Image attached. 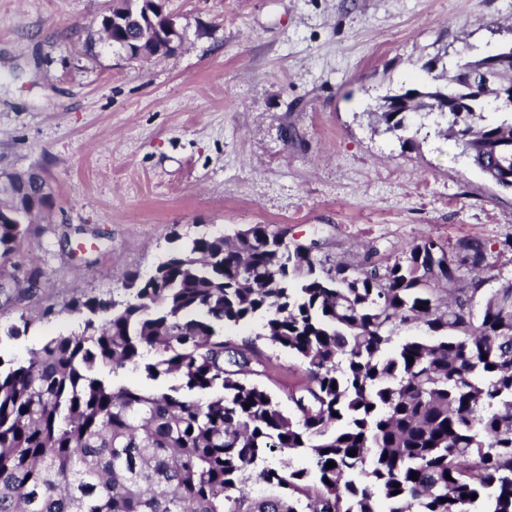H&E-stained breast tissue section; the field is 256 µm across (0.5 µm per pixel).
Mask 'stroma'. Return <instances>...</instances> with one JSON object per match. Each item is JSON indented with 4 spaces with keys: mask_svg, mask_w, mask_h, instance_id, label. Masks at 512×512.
<instances>
[{
    "mask_svg": "<svg viewBox=\"0 0 512 512\" xmlns=\"http://www.w3.org/2000/svg\"><path fill=\"white\" fill-rule=\"evenodd\" d=\"M111 7L0 0V177L34 170L52 193L12 258L39 278L0 291V355L82 331L74 303L124 299V275L150 272L175 232L268 224L359 267L474 238L484 291L512 283V190L460 156L439 114L409 115L400 139L378 113L429 60L451 69L512 39V0H169L182 44L144 62L103 40ZM262 350L287 400L299 362Z\"/></svg>",
    "mask_w": 512,
    "mask_h": 512,
    "instance_id": "35a3bbf8",
    "label": "stroma"
}]
</instances>
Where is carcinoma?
<instances>
[{
  "instance_id": "obj_1",
  "label": "carcinoma",
  "mask_w": 512,
  "mask_h": 512,
  "mask_svg": "<svg viewBox=\"0 0 512 512\" xmlns=\"http://www.w3.org/2000/svg\"><path fill=\"white\" fill-rule=\"evenodd\" d=\"M107 20L112 44L140 61L142 27L161 23L150 0H114ZM476 69L462 54L454 72H427L410 111L447 93L460 154L503 183L512 106L486 120L464 85ZM381 119L407 132L406 113ZM38 178H14L0 199L1 267L27 214L52 204ZM286 248L267 224L205 233L128 273L126 301L74 304L82 333L0 357V512H512V284L474 308L483 243L426 239L368 268L310 247L287 263ZM256 316V339L302 366L289 413L257 381L270 358L224 334ZM406 324L424 335L394 343ZM102 368L172 384L116 386Z\"/></svg>"
}]
</instances>
